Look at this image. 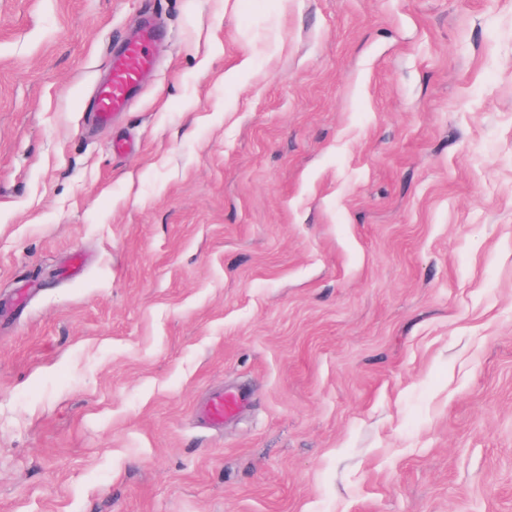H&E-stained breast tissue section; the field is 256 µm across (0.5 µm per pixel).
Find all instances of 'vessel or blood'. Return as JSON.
I'll list each match as a JSON object with an SVG mask.
<instances>
[{
    "label": "vessel or blood",
    "mask_w": 512,
    "mask_h": 512,
    "mask_svg": "<svg viewBox=\"0 0 512 512\" xmlns=\"http://www.w3.org/2000/svg\"><path fill=\"white\" fill-rule=\"evenodd\" d=\"M156 38L155 29L142 25L123 52L113 55L110 63L111 77L97 91L96 108L99 122L106 123L113 113L123 110L130 101L132 91L137 87L143 73L148 71L153 59L150 45ZM242 407L240 398L216 395L204 408L206 421L214 426L223 424L226 418L234 416Z\"/></svg>",
    "instance_id": "vessel-or-blood-1"
}]
</instances>
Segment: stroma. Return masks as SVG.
<instances>
[{"label": "stroma", "mask_w": 512, "mask_h": 512, "mask_svg": "<svg viewBox=\"0 0 512 512\" xmlns=\"http://www.w3.org/2000/svg\"><path fill=\"white\" fill-rule=\"evenodd\" d=\"M0 512H512V0H0ZM156 38L155 29L144 24L123 52L112 55L109 69L110 80L98 88L96 108L100 123L111 121L114 112L123 110L130 101L143 73L153 64L150 45ZM242 407V400L235 396L217 394L209 400L204 408L205 420L213 425L220 426L225 418L234 416Z\"/></svg>", "instance_id": "obj_1"}]
</instances>
